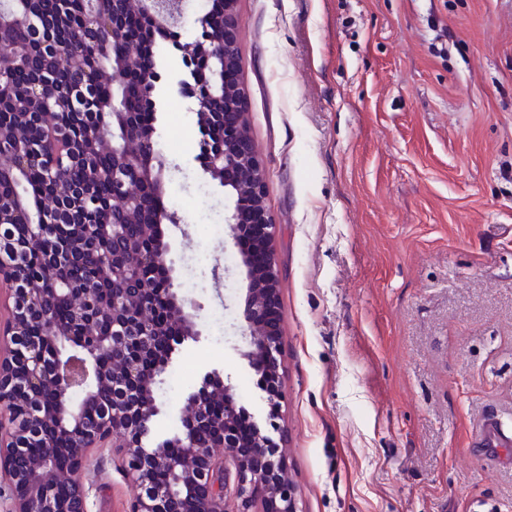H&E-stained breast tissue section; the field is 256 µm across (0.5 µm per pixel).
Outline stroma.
<instances>
[{"mask_svg":"<svg viewBox=\"0 0 512 512\" xmlns=\"http://www.w3.org/2000/svg\"><path fill=\"white\" fill-rule=\"evenodd\" d=\"M249 134L279 278L281 398L245 356L229 202L197 160L194 99L168 52L157 139L165 225L198 340L155 392V439L213 370L288 458L300 512H512V0H238ZM90 512H129L119 448L93 453ZM511 447L512 434L503 432L495 416L484 417L472 438V448H486L488 454L492 456L497 448Z\"/></svg>","mask_w":512,"mask_h":512,"instance_id":"1","label":"stroma"}]
</instances>
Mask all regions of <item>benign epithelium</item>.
<instances>
[{
    "mask_svg": "<svg viewBox=\"0 0 512 512\" xmlns=\"http://www.w3.org/2000/svg\"><path fill=\"white\" fill-rule=\"evenodd\" d=\"M146 3L149 11L169 22L181 15L183 0ZM236 5L237 0H224L220 38L206 40L197 50L204 77L212 71L213 61H220L218 89L200 83L192 91L202 111L224 104L220 113L224 140L208 150L203 170L209 178L223 181L224 191L233 200L225 216L233 240L246 226L256 228L262 260L241 256L246 280L244 319L250 336L246 356L260 374L259 385L269 404L274 405L280 397V346L279 334L268 325L278 307V276L270 250L273 221L266 206L265 170L247 134ZM126 115L123 109L112 113L120 117L123 131L112 130L110 144L105 138L98 143L100 150L112 152V186L125 197L124 206L112 212L110 223L82 225L88 242L85 251L112 268L110 297L96 302L91 289L75 287L74 271L84 262L79 253H61L49 262L46 274L58 285L52 299L36 287H25L20 266L0 273L12 299L11 315L0 324V345L5 347V355L0 356V482H7L10 489L9 512H89L80 474L91 449L117 440L129 455L130 472L141 488L131 512H186L188 503L196 504L197 512H227L224 497L230 484L241 501L240 512H250L256 501L262 512H298L288 463L253 415L237 404L231 385L218 371L205 374L198 389L187 396L182 409L185 432L176 441L153 444L148 440L150 421L158 411L154 386L176 346L198 340L202 331L199 306L175 288L170 259L175 242L162 231V214L154 203L131 194L126 186L125 174L138 168L140 154L153 152V135H139L126 122ZM8 158L11 177L30 174L28 146L13 144ZM147 267L167 270L166 287H150L142 276ZM156 301L167 308L179 330L169 341L166 355L145 378L142 358L162 331L151 314ZM55 303L67 305L71 324L92 327L104 319L112 322V333L71 343L69 328L51 319ZM34 312L48 318L46 339L29 347L26 372L20 376L16 345ZM105 349L112 352L110 365L102 359ZM104 392L109 399L101 418L88 420L84 407ZM45 393L54 407L40 420L51 425L55 439L38 454L21 458V448L28 445L32 406ZM212 400L224 408L218 419L208 411ZM157 471L167 476L163 486L152 481Z\"/></svg>",
    "mask_w": 512,
    "mask_h": 512,
    "instance_id": "benign-epithelium-1",
    "label": "benign epithelium"
}]
</instances>
